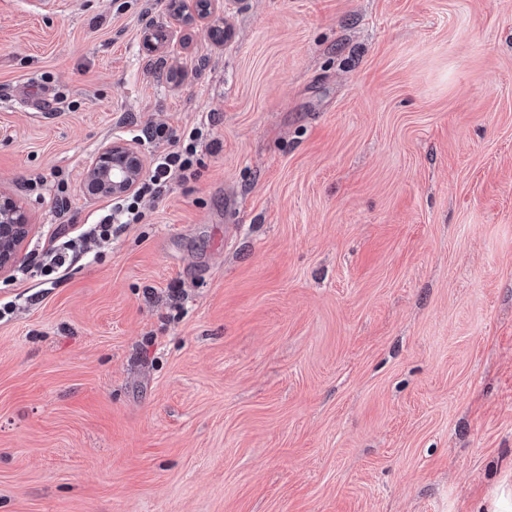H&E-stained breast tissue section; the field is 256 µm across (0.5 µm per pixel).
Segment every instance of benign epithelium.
I'll return each instance as SVG.
<instances>
[{
  "mask_svg": "<svg viewBox=\"0 0 512 512\" xmlns=\"http://www.w3.org/2000/svg\"><path fill=\"white\" fill-rule=\"evenodd\" d=\"M213 0H198L190 12L187 0H168L170 18L184 24L205 19ZM173 32L159 23L149 24L142 33L147 50L160 52L169 47ZM144 175L139 149L120 138L105 143L87 166L84 185L91 196L118 197L132 192ZM31 229L25 209L12 197L0 193V272L16 263L19 249Z\"/></svg>",
  "mask_w": 512,
  "mask_h": 512,
  "instance_id": "1",
  "label": "benign epithelium"
}]
</instances>
